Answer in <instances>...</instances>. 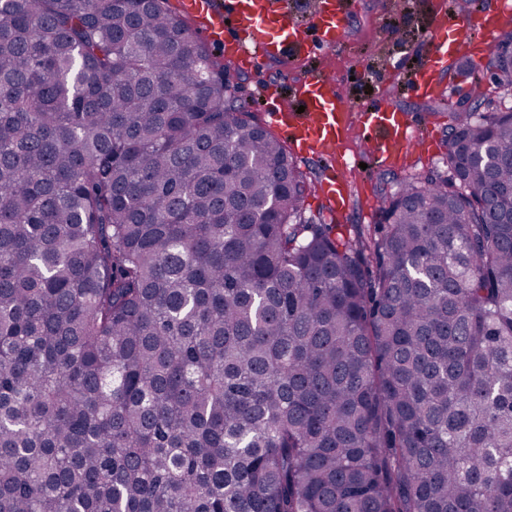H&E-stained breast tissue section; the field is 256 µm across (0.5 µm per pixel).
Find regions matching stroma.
Masks as SVG:
<instances>
[{"label":"stroma","instance_id":"1","mask_svg":"<svg viewBox=\"0 0 512 512\" xmlns=\"http://www.w3.org/2000/svg\"><path fill=\"white\" fill-rule=\"evenodd\" d=\"M433 0H350L347 39L341 49L321 56H308L286 61H275L252 71L240 66L228 67L230 80L237 87L239 102L252 112L254 120L269 127L266 106L255 99L261 84L271 83L280 95H288L291 86L312 68L324 65L336 77L343 102L356 106L365 101L366 89H373L388 97L398 106L410 110L411 117L423 125L433 144L431 152H413L407 167L421 174L442 166L446 148L445 122L441 112L448 106L439 100L421 101L405 88L404 72L422 58L427 36V25ZM347 158L365 163L366 168L354 183V203L343 215L329 216L321 197L309 195L304 203L306 216L336 223L345 236H352L353 225H374L379 221L377 196L393 176L392 170L368 165V153L359 127H352L343 144Z\"/></svg>","mask_w":512,"mask_h":512}]
</instances>
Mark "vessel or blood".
Returning a JSON list of instances; mask_svg holds the SVG:
<instances>
[{
    "label": "vessel or blood",
    "instance_id": "1",
    "mask_svg": "<svg viewBox=\"0 0 512 512\" xmlns=\"http://www.w3.org/2000/svg\"><path fill=\"white\" fill-rule=\"evenodd\" d=\"M178 5L182 14L198 21L210 42L252 68L271 59L301 57L312 49H334L347 33V0H315L303 19L281 0H179ZM511 29L512 0H488L460 24L450 22L441 0H435L426 60L409 80L413 95H443L447 77L461 61L479 62L490 41ZM292 93L270 111L271 123L296 153L321 163L325 202L331 213L343 214L351 206L349 187L357 166L340 151L347 109L336 81L325 71H313L295 82ZM358 116L377 165L405 164L410 151L426 142L406 111L383 97L359 107Z\"/></svg>",
    "mask_w": 512,
    "mask_h": 512
}]
</instances>
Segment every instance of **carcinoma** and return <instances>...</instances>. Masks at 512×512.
<instances>
[{"instance_id": "carcinoma-1", "label": "carcinoma", "mask_w": 512, "mask_h": 512, "mask_svg": "<svg viewBox=\"0 0 512 512\" xmlns=\"http://www.w3.org/2000/svg\"><path fill=\"white\" fill-rule=\"evenodd\" d=\"M168 0H0V512H512V32L343 240Z\"/></svg>"}]
</instances>
